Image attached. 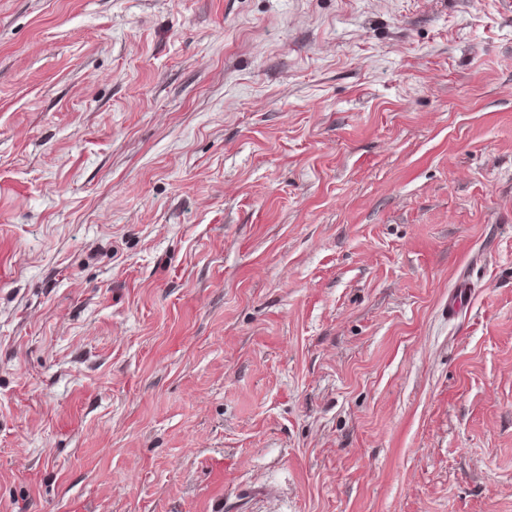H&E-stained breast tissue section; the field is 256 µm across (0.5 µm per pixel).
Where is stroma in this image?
<instances>
[{"mask_svg": "<svg viewBox=\"0 0 512 512\" xmlns=\"http://www.w3.org/2000/svg\"><path fill=\"white\" fill-rule=\"evenodd\" d=\"M78 505L512 512L499 0H0V512Z\"/></svg>", "mask_w": 512, "mask_h": 512, "instance_id": "1", "label": "stroma"}]
</instances>
